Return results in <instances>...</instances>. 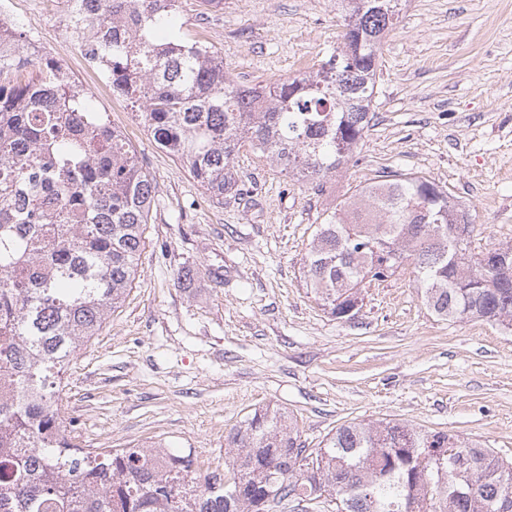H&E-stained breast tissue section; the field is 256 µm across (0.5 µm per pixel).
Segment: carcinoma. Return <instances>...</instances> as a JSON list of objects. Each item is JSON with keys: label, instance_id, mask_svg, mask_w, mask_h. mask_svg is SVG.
<instances>
[{"label": "carcinoma", "instance_id": "obj_1", "mask_svg": "<svg viewBox=\"0 0 512 512\" xmlns=\"http://www.w3.org/2000/svg\"><path fill=\"white\" fill-rule=\"evenodd\" d=\"M88 61L138 111L154 141L187 163L217 202L240 195L235 159L248 146L320 186L374 118L381 38L394 0H341L350 31L316 70L241 87L212 52L178 38L175 0H71ZM28 37L0 33V507L6 512H270L337 498L336 512H512V462L477 442L388 421L349 423L307 452L288 414L261 409L224 437L227 470L184 501L191 452L162 469L135 448H80L61 432L67 365L120 307L135 280L155 187L92 94L51 58L20 70ZM456 198L423 176L384 171L336 204L310 243L305 278L331 316L359 311L367 276L411 265L445 320L512 327V245L472 274ZM460 479L450 484L448 474Z\"/></svg>", "mask_w": 512, "mask_h": 512}]
</instances>
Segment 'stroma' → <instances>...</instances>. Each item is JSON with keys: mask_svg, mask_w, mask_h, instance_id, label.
<instances>
[{"mask_svg": "<svg viewBox=\"0 0 512 512\" xmlns=\"http://www.w3.org/2000/svg\"><path fill=\"white\" fill-rule=\"evenodd\" d=\"M399 9L382 39L374 118L347 166L317 187L244 148V193L218 204L59 35L56 0H13L34 62L56 59L91 90L155 185L133 286L61 383L62 427L80 447L165 442L192 449L206 474L224 468L225 435L269 407L308 448L341 425L392 420L512 460V330L437 318L409 270L370 288L348 322L304 279L316 224L385 169L451 191L475 226L473 252L512 244V0ZM176 22L244 87L319 66L343 35L336 0H177Z\"/></svg>", "mask_w": 512, "mask_h": 512, "instance_id": "obj_1", "label": "stroma"}]
</instances>
